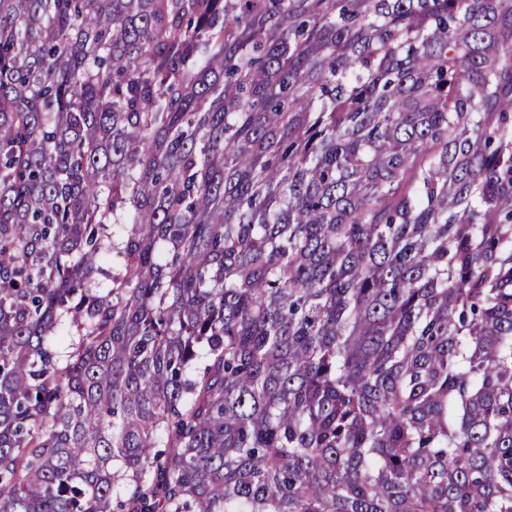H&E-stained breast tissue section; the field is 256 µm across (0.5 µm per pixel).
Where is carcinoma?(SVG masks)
<instances>
[{"label":"carcinoma","instance_id":"carcinoma-1","mask_svg":"<svg viewBox=\"0 0 512 512\" xmlns=\"http://www.w3.org/2000/svg\"><path fill=\"white\" fill-rule=\"evenodd\" d=\"M512 512V0H0V512Z\"/></svg>","mask_w":512,"mask_h":512}]
</instances>
